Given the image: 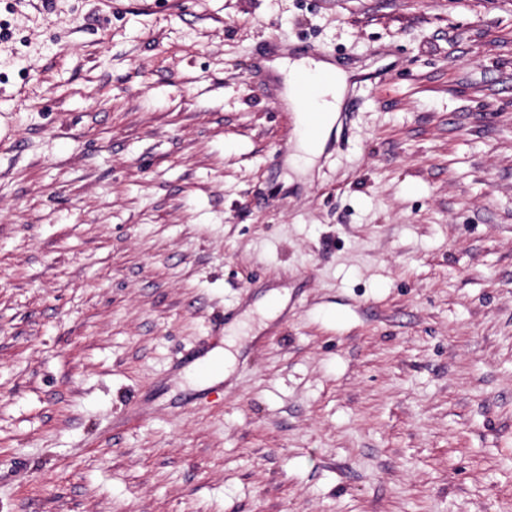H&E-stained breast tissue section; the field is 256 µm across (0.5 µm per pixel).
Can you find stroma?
Returning a JSON list of instances; mask_svg holds the SVG:
<instances>
[{"label": "stroma", "instance_id": "35a3bbf8", "mask_svg": "<svg viewBox=\"0 0 512 512\" xmlns=\"http://www.w3.org/2000/svg\"><path fill=\"white\" fill-rule=\"evenodd\" d=\"M1 27L0 512H512V0ZM321 56L368 99L298 177L263 64Z\"/></svg>", "mask_w": 512, "mask_h": 512}]
</instances>
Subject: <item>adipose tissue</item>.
Here are the masks:
<instances>
[{
	"mask_svg": "<svg viewBox=\"0 0 512 512\" xmlns=\"http://www.w3.org/2000/svg\"><path fill=\"white\" fill-rule=\"evenodd\" d=\"M270 66L283 78L282 95L285 102L299 114L305 112L306 105L295 93L297 80L311 77L317 80L313 103L324 116L323 125L315 131H302L294 147L295 157L303 160L305 166H313L321 154L322 145L337 113L342 109L349 90L350 76L329 61L312 58H278L271 61Z\"/></svg>",
	"mask_w": 512,
	"mask_h": 512,
	"instance_id": "1",
	"label": "adipose tissue"
}]
</instances>
